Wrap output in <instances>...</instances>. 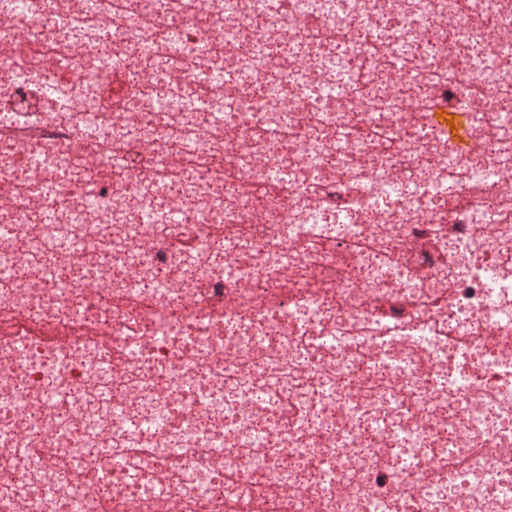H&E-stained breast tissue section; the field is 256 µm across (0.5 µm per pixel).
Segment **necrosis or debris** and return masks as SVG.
<instances>
[{
  "mask_svg": "<svg viewBox=\"0 0 512 512\" xmlns=\"http://www.w3.org/2000/svg\"><path fill=\"white\" fill-rule=\"evenodd\" d=\"M0 512H512V0H0Z\"/></svg>",
  "mask_w": 512,
  "mask_h": 512,
  "instance_id": "1",
  "label": "necrosis or debris"
}]
</instances>
